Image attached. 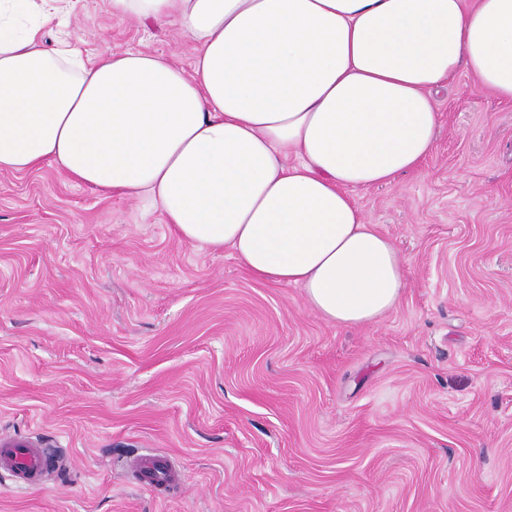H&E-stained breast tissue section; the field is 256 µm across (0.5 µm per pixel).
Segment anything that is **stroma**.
<instances>
[{"mask_svg":"<svg viewBox=\"0 0 512 512\" xmlns=\"http://www.w3.org/2000/svg\"><path fill=\"white\" fill-rule=\"evenodd\" d=\"M85 54L191 71L176 25L65 0ZM417 170L357 202L407 287L381 322L327 323L147 199L55 166L0 171V435L61 449L0 512H512V103L460 70ZM174 458L144 489L134 457Z\"/></svg>","mask_w":512,"mask_h":512,"instance_id":"35a3bbf8","label":"stroma"}]
</instances>
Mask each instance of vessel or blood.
<instances>
[{"instance_id": "obj_1", "label": "vessel or blood", "mask_w": 512, "mask_h": 512, "mask_svg": "<svg viewBox=\"0 0 512 512\" xmlns=\"http://www.w3.org/2000/svg\"><path fill=\"white\" fill-rule=\"evenodd\" d=\"M56 461L49 454L20 437H0V470L9 473L15 485L33 488L43 485ZM143 486L151 488L169 484L174 474L164 457L153 454L141 458L137 465Z\"/></svg>"}]
</instances>
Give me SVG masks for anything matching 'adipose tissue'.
Returning <instances> with one entry per match:
<instances>
[{
  "label": "adipose tissue",
  "mask_w": 512,
  "mask_h": 512,
  "mask_svg": "<svg viewBox=\"0 0 512 512\" xmlns=\"http://www.w3.org/2000/svg\"><path fill=\"white\" fill-rule=\"evenodd\" d=\"M177 24L191 73L140 50L48 51L51 0H0V170L54 164L149 195L177 236L231 248L340 326L379 322L406 278L359 192L416 170L460 70L512 102V0H110Z\"/></svg>",
  "instance_id": "adipose-tissue-1"
}]
</instances>
